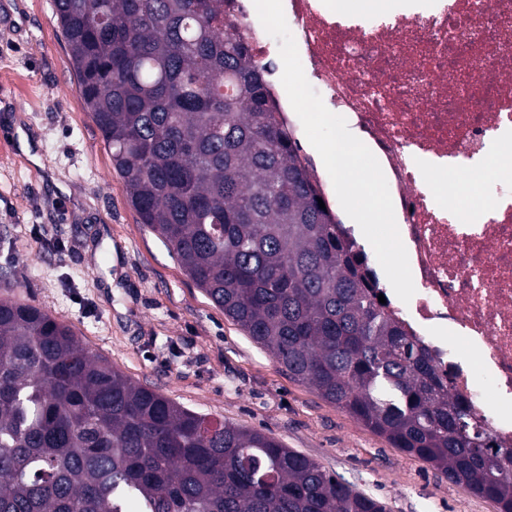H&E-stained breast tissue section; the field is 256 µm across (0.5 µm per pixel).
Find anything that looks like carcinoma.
I'll return each instance as SVG.
<instances>
[{"label": "carcinoma", "mask_w": 512, "mask_h": 512, "mask_svg": "<svg viewBox=\"0 0 512 512\" xmlns=\"http://www.w3.org/2000/svg\"><path fill=\"white\" fill-rule=\"evenodd\" d=\"M140 223L288 375L512 512V446L450 398L277 118L224 0H54ZM0 512H385L261 431L182 407L0 296Z\"/></svg>", "instance_id": "1"}]
</instances>
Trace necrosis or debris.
<instances>
[{"label": "necrosis or debris", "instance_id": "1", "mask_svg": "<svg viewBox=\"0 0 512 512\" xmlns=\"http://www.w3.org/2000/svg\"><path fill=\"white\" fill-rule=\"evenodd\" d=\"M353 0H283L304 73L325 106L376 156L407 250L415 293L401 301L377 281L386 309L452 374L497 444L512 445V176L481 222L464 224L434 182L480 169L512 134V0H437L384 15ZM247 30L254 64L271 73L280 118L292 126L313 179L322 167L281 82L278 42L253 0H225ZM432 159L429 170L417 157Z\"/></svg>", "mask_w": 512, "mask_h": 512}]
</instances>
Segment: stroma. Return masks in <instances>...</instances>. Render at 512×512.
I'll list each match as a JSON object with an SVG mask.
<instances>
[{"mask_svg":"<svg viewBox=\"0 0 512 512\" xmlns=\"http://www.w3.org/2000/svg\"><path fill=\"white\" fill-rule=\"evenodd\" d=\"M1 270L0 294L72 325L129 378L276 438L386 512H498L290 378L140 224L53 0H0Z\"/></svg>","mask_w":512,"mask_h":512,"instance_id":"35a3bbf8","label":"stroma"}]
</instances>
